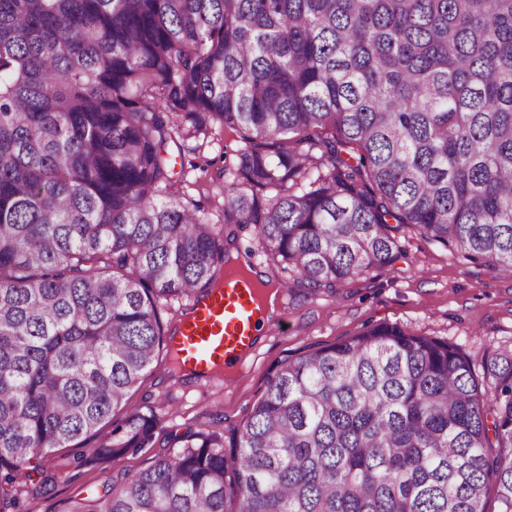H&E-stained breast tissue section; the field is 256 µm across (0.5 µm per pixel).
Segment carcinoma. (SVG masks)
<instances>
[{"instance_id": "cac0c4a2", "label": "carcinoma", "mask_w": 512, "mask_h": 512, "mask_svg": "<svg viewBox=\"0 0 512 512\" xmlns=\"http://www.w3.org/2000/svg\"><path fill=\"white\" fill-rule=\"evenodd\" d=\"M225 131L216 215L171 150ZM226 224L290 292L393 266L404 226L512 274V0H0V512L182 364L161 312L220 286ZM487 370L376 324L280 363L231 453L186 432L67 512H512V349Z\"/></svg>"}]
</instances>
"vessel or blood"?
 Segmentation results:
<instances>
[{"label":"vessel or blood","instance_id":"vessel-or-blood-1","mask_svg":"<svg viewBox=\"0 0 512 512\" xmlns=\"http://www.w3.org/2000/svg\"><path fill=\"white\" fill-rule=\"evenodd\" d=\"M253 293L251 282L234 277L187 314L178 343L192 370L206 374L217 365L240 366L259 332L260 309Z\"/></svg>","mask_w":512,"mask_h":512}]
</instances>
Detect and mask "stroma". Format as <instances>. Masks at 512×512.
I'll use <instances>...</instances> for the list:
<instances>
[{
    "label": "stroma",
    "mask_w": 512,
    "mask_h": 512,
    "mask_svg": "<svg viewBox=\"0 0 512 512\" xmlns=\"http://www.w3.org/2000/svg\"><path fill=\"white\" fill-rule=\"evenodd\" d=\"M194 146L191 139L182 144L180 160L188 167L183 179L191 199L205 206L220 197L221 173L232 163L237 143L227 133L203 154L194 153ZM399 241L403 254L393 269L353 278L333 291L280 292L276 314L265 323L234 381L179 378L173 374L172 359L159 357L112 416L120 422L135 412L156 414L160 424L153 447L99 465L88 462L98 438L84 436L70 447L54 449L46 463L51 481L29 501L28 512H68L80 498L103 494L109 486L120 488L127 475L173 449L175 436L185 431L216 429L232 439L284 359L310 346L340 342L380 322L457 346L470 359L482 390H489L492 379L484 372L485 364L499 350L512 348V275L465 259L409 227Z\"/></svg>",
    "instance_id": "1"
}]
</instances>
